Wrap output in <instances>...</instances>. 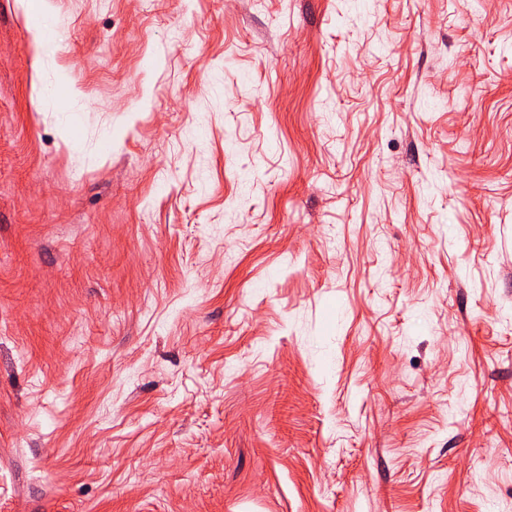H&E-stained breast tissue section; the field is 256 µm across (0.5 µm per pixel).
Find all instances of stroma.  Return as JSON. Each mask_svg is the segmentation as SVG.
Listing matches in <instances>:
<instances>
[{"label":"stroma","instance_id":"stroma-1","mask_svg":"<svg viewBox=\"0 0 512 512\" xmlns=\"http://www.w3.org/2000/svg\"><path fill=\"white\" fill-rule=\"evenodd\" d=\"M43 22L0 0V512H512V0Z\"/></svg>","mask_w":512,"mask_h":512}]
</instances>
